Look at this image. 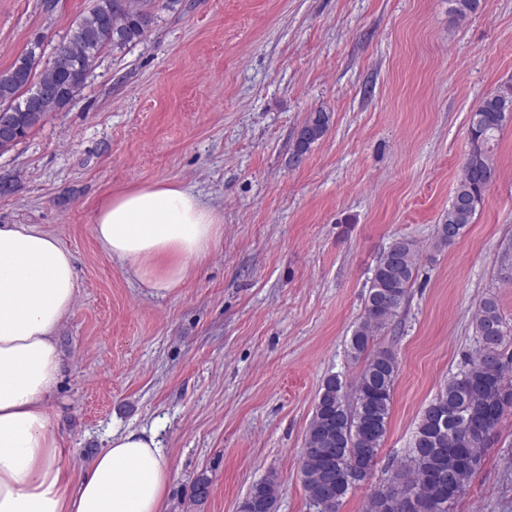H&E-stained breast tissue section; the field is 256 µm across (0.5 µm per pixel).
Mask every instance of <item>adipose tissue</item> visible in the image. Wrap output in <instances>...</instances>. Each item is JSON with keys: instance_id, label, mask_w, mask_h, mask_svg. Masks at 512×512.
Here are the masks:
<instances>
[{"instance_id": "ef3b65f1", "label": "adipose tissue", "mask_w": 512, "mask_h": 512, "mask_svg": "<svg viewBox=\"0 0 512 512\" xmlns=\"http://www.w3.org/2000/svg\"><path fill=\"white\" fill-rule=\"evenodd\" d=\"M92 234L153 294L181 288L222 232L217 210L163 181L99 208ZM78 284L72 252L35 224H0V512H163L170 466L154 430L113 431L72 474L49 396L65 356L57 329Z\"/></svg>"}]
</instances>
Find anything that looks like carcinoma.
I'll use <instances>...</instances> for the list:
<instances>
[{"label":"carcinoma","mask_w":512,"mask_h":512,"mask_svg":"<svg viewBox=\"0 0 512 512\" xmlns=\"http://www.w3.org/2000/svg\"><path fill=\"white\" fill-rule=\"evenodd\" d=\"M454 22L475 13L480 0H448ZM151 0H94L78 18L70 38L59 44L67 53L62 68L39 67L34 43L0 75V111L12 132H0V151L25 140L51 112L70 105L84 88L101 54L122 52L144 39L154 15ZM512 122V84L483 96L472 112L471 148L462 163L448 211L437 224L434 248L453 245L466 232L497 174L494 148ZM329 116L308 115L298 131L295 157L301 158L327 132ZM420 251L414 240L399 237L380 253L364 298L360 321L347 343L348 356L362 362L356 381L337 374L324 378L301 454L303 486L315 512H338L343 500L365 486L377 465L391 415L399 360L374 338L397 316L414 280ZM475 355L428 403L418 419L407 454L387 483L369 494L368 512H450L482 463L504 414L512 410V325L496 298L482 299L473 320ZM211 480L199 474L191 499L208 497ZM280 481L271 471L253 485L240 512H276Z\"/></svg>","instance_id":"1"}]
</instances>
